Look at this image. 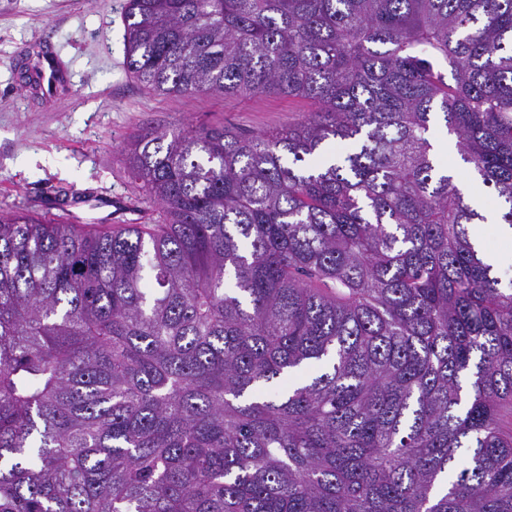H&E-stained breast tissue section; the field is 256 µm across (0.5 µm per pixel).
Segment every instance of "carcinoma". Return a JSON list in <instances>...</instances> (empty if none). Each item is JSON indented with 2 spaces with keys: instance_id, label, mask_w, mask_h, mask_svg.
<instances>
[{
  "instance_id": "cac0c4a2",
  "label": "carcinoma",
  "mask_w": 512,
  "mask_h": 512,
  "mask_svg": "<svg viewBox=\"0 0 512 512\" xmlns=\"http://www.w3.org/2000/svg\"><path fill=\"white\" fill-rule=\"evenodd\" d=\"M123 23L155 92L311 109L135 133L143 224L0 214V512H512V280L431 141L512 227V0Z\"/></svg>"
}]
</instances>
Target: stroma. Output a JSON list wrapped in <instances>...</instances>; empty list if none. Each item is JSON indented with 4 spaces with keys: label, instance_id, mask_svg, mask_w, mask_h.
I'll list each match as a JSON object with an SVG mask.
<instances>
[{
    "label": "stroma",
    "instance_id": "1",
    "mask_svg": "<svg viewBox=\"0 0 512 512\" xmlns=\"http://www.w3.org/2000/svg\"><path fill=\"white\" fill-rule=\"evenodd\" d=\"M109 0H0V212L29 209L82 224L132 219L141 191L121 146L143 128L222 123L245 135L272 132L306 102L279 96L159 95L125 65L123 7ZM51 45L69 77L52 103L16 78L17 52Z\"/></svg>",
    "mask_w": 512,
    "mask_h": 512
}]
</instances>
